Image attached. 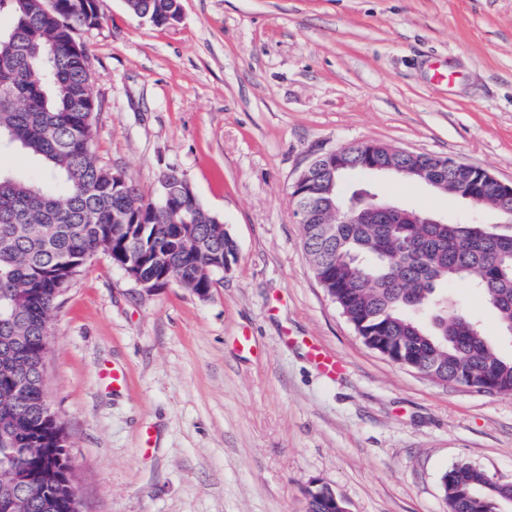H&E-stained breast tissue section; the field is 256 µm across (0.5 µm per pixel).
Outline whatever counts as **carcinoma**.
I'll return each mask as SVG.
<instances>
[{
	"mask_svg": "<svg viewBox=\"0 0 512 512\" xmlns=\"http://www.w3.org/2000/svg\"><path fill=\"white\" fill-rule=\"evenodd\" d=\"M154 27L176 21L178 0H127ZM15 18L0 31V152L18 148L42 161L47 181L0 169V498L14 512H68L69 490L56 456L62 427L41 399L49 316L96 255L135 265L144 279L174 268L180 285L209 293L237 246L221 219L207 212L193 186L172 179L149 205L131 182L101 162L94 120L101 104L90 83L80 30L101 24L97 0H0ZM336 183V200L387 205L371 172L355 161ZM436 190L480 198L500 209L481 182ZM428 213L401 207L372 211L364 224L302 225L311 271L366 346L436 382L512 394V359L501 357L480 325L448 303L440 288L462 282L512 329V234L492 236L478 223L425 224ZM44 449L43 457L25 452ZM44 474L38 486L16 482L17 466ZM448 512H497L512 486L458 464L441 479ZM307 512H328L332 491L307 489Z\"/></svg>",
	"mask_w": 512,
	"mask_h": 512,
	"instance_id": "carcinoma-1",
	"label": "carcinoma"
}]
</instances>
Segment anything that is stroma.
Wrapping results in <instances>:
<instances>
[{"instance_id": "obj_1", "label": "stroma", "mask_w": 512, "mask_h": 512, "mask_svg": "<svg viewBox=\"0 0 512 512\" xmlns=\"http://www.w3.org/2000/svg\"><path fill=\"white\" fill-rule=\"evenodd\" d=\"M156 28L98 0L81 33L102 104L97 156L143 195L176 167L238 258L202 299L142 292L95 256L50 316L44 388L81 512H448L467 463L512 483V395L441 384L368 348L314 278L291 185L360 141L512 181V0H180ZM386 199L512 233L497 211L388 175ZM450 301L512 358L495 312ZM250 344H243V336ZM319 345L341 361L330 378ZM127 385L107 388L101 366ZM307 500L308 507L307 512H327L328 507L330 505V501L332 498V491L327 485H314L307 489ZM333 501L335 502V509L338 511V505H340L342 510H345V506L343 502L333 494Z\"/></svg>"}]
</instances>
